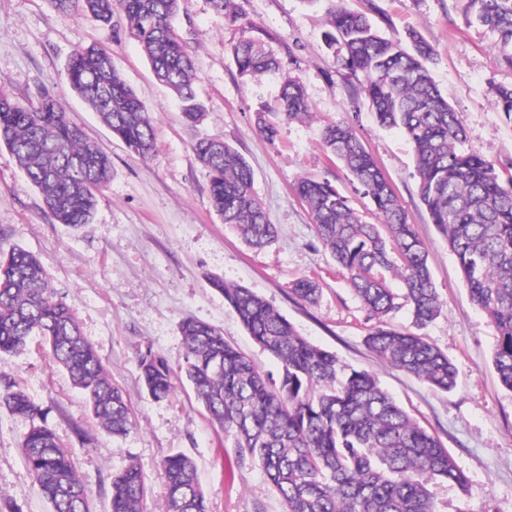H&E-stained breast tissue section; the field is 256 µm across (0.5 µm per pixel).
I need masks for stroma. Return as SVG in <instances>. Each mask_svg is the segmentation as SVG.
Listing matches in <instances>:
<instances>
[{
  "label": "stroma",
  "instance_id": "1",
  "mask_svg": "<svg viewBox=\"0 0 512 512\" xmlns=\"http://www.w3.org/2000/svg\"><path fill=\"white\" fill-rule=\"evenodd\" d=\"M235 4L240 17L232 23L212 0H179L174 26L195 61L194 87L207 112L201 125L191 126L155 79L140 46L126 35L122 15L105 28L78 7L61 14L49 0H0V93L25 104L48 88L112 162V178L91 223L74 229L55 222L14 155L1 145L0 246L39 256L82 335L123 389L135 426L123 438L106 433L68 373L39 343L18 356H0V377L39 405L60 444L72 451L93 512H109L112 477L131 465L150 488L147 512H161L162 463L174 452L195 463L210 512H285L262 468L240 458L184 379H175L174 395L162 401L152 399L139 381V359L148 351L179 371L185 355L180 326L188 318L223 329L226 341L267 378L278 380V361L251 339L234 309L211 287L210 277L217 276L250 288L301 336L370 373L440 439L467 475L470 490L430 481L436 512H512V392L502 388L492 365L496 332L472 303L447 241L420 200L411 143L378 125L361 77L341 70L323 41L336 0L312 6L304 0ZM345 4L366 13L385 37L402 41L411 30L423 35L436 52L433 78L469 133L464 150L512 174V113L494 104L495 87L512 85V68L502 63L494 36L466 22L464 0ZM255 28L270 36L283 69L246 80L237 73L232 48ZM88 45L111 51L122 77L151 109L156 141L148 157L132 153L67 82L69 59ZM288 80L301 85L311 114L280 123L277 137L265 139L257 131L255 109L274 101ZM334 120L355 129L425 244L440 313L422 334L454 365L452 392L434 390L368 350L365 338L377 320L319 243L309 211L294 192L299 177L329 180L364 223H378L369 199L323 147V128ZM205 134L223 137L252 167L254 192L279 230L269 247H248L214 211L209 179L192 150ZM304 276L320 284L315 303L300 302L291 293ZM28 427V420L0 406V500L22 512H49L22 454Z\"/></svg>",
  "mask_w": 512,
  "mask_h": 512
}]
</instances>
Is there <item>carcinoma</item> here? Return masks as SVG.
<instances>
[{
	"label": "carcinoma",
	"instance_id": "cac0c4a2",
	"mask_svg": "<svg viewBox=\"0 0 512 512\" xmlns=\"http://www.w3.org/2000/svg\"><path fill=\"white\" fill-rule=\"evenodd\" d=\"M77 1L105 26L120 10L127 34L140 43L156 79L180 101L185 120L203 121L204 108L194 91L195 64L173 26L178 0H51L63 14ZM464 17L495 35L501 61L512 67V0H466ZM323 37L329 48L341 52L342 69L363 75L362 90L379 125L401 129L412 144L421 201L448 241L471 301L497 332L493 367L501 385L512 392V176H502L492 163L458 148L467 132L432 79L435 52L417 31L407 33L404 47L381 36L365 14L338 4ZM266 39L268 34L257 29L233 47L241 77L280 69ZM66 77L129 149L144 158L150 155L154 118L117 72L111 52L98 46L78 51ZM494 94L496 107L511 113L512 86L501 85ZM309 113L302 88L290 80L275 103L258 106L256 124L273 139L277 122ZM1 144L16 157L56 222L72 227L90 222L110 180L111 160L48 90L25 105L0 96ZM323 144L370 198L381 223H363L330 181L302 176L294 189L312 214L317 239L371 313L385 316L403 303L414 325L425 327L437 317L440 301L415 225L348 123L326 124ZM193 151L207 170L212 207L224 223L238 229L249 246H268L277 228L254 195L247 160L219 136L199 138ZM390 276L401 280L402 294L390 288ZM211 284L253 340L280 362V380L271 383L224 341L223 331L193 319L181 325L184 378L212 422L233 437L240 457L260 465L286 512H435L427 488L432 479L468 492L466 474L439 438L413 420L371 374L346 370L336 354L310 343L251 289L218 277ZM291 292L313 303L319 284L305 276ZM34 336L42 338L53 361L83 392L93 418L112 436L127 435L133 428L127 400L108 378L38 257L20 247L0 249V354L24 351ZM366 345L437 390L456 386L448 356L416 333L381 324L366 336ZM139 371L153 399L172 396L171 371L163 358L146 352ZM0 405L31 420L21 448L50 512H90L73 455L59 445L41 408L5 379L0 380ZM163 474L162 512H208L190 457L182 452L167 456ZM146 497L137 467L113 476L110 512H144Z\"/></svg>",
	"mask_w": 512,
	"mask_h": 512
}]
</instances>
